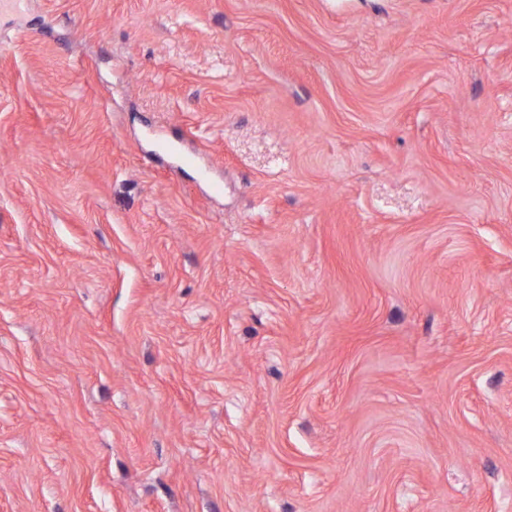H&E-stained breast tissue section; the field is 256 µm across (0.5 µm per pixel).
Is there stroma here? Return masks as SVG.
<instances>
[{"instance_id":"obj_1","label":"stroma","mask_w":512,"mask_h":512,"mask_svg":"<svg viewBox=\"0 0 512 512\" xmlns=\"http://www.w3.org/2000/svg\"><path fill=\"white\" fill-rule=\"evenodd\" d=\"M0 512H512V0L0 14Z\"/></svg>"}]
</instances>
